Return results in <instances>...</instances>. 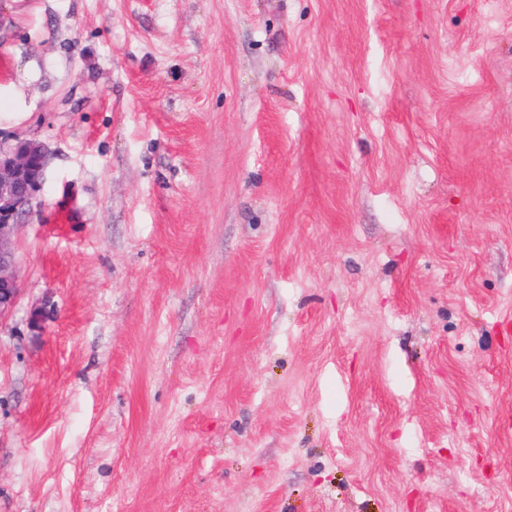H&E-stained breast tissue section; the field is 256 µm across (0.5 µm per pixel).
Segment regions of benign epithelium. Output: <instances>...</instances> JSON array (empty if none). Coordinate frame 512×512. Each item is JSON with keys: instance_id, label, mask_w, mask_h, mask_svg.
Here are the masks:
<instances>
[{"instance_id": "7a95c632", "label": "benign epithelium", "mask_w": 512, "mask_h": 512, "mask_svg": "<svg viewBox=\"0 0 512 512\" xmlns=\"http://www.w3.org/2000/svg\"><path fill=\"white\" fill-rule=\"evenodd\" d=\"M47 181V150L34 140H0V318L15 307L20 284L14 274L15 227L33 211Z\"/></svg>"}]
</instances>
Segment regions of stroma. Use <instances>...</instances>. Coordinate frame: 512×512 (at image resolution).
I'll return each instance as SVG.
<instances>
[{"label":"stroma","mask_w":512,"mask_h":512,"mask_svg":"<svg viewBox=\"0 0 512 512\" xmlns=\"http://www.w3.org/2000/svg\"><path fill=\"white\" fill-rule=\"evenodd\" d=\"M0 138V512H512V0H0ZM47 181V150L34 140H0V318L15 307L20 284L14 274L15 227L34 204Z\"/></svg>","instance_id":"1"}]
</instances>
